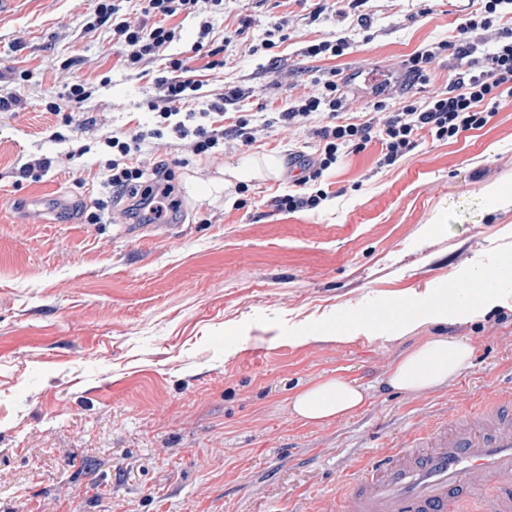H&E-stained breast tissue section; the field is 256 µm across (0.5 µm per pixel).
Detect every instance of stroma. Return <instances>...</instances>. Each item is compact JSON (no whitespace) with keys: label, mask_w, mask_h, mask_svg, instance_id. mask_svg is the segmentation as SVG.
<instances>
[{"label":"stroma","mask_w":512,"mask_h":512,"mask_svg":"<svg viewBox=\"0 0 512 512\" xmlns=\"http://www.w3.org/2000/svg\"><path fill=\"white\" fill-rule=\"evenodd\" d=\"M478 3L224 0L215 27H247L258 51L229 45L223 71L204 74L207 99L240 89L261 133L213 156L165 143L146 156L196 201L162 236L117 210L92 224L84 210L107 173L100 139L150 122L157 64L128 68L107 27L86 32L95 0L0 5V96L20 100L0 112V512H320L375 444L512 392V282L481 317L335 339L350 311L381 329L379 310L475 291L512 257V106L458 138L423 137L391 167L376 143L344 155L312 211L276 202L315 149L312 127L264 125L334 70L349 78L352 111H370L357 72L397 71L420 45L454 37ZM282 17L284 40L262 49ZM339 36L346 54H308ZM80 80L94 89L77 109L66 86ZM40 156L49 169L23 177ZM267 156L274 170L226 182L225 167ZM491 185L508 190L492 206ZM428 336L466 342L471 363L435 389L387 387L392 363ZM336 375L366 387L365 404L302 424L294 396Z\"/></svg>","instance_id":"1"}]
</instances>
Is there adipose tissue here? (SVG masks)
<instances>
[{
  "label": "adipose tissue",
  "mask_w": 512,
  "mask_h": 512,
  "mask_svg": "<svg viewBox=\"0 0 512 512\" xmlns=\"http://www.w3.org/2000/svg\"><path fill=\"white\" fill-rule=\"evenodd\" d=\"M501 303L498 289L483 288L455 305L447 300L425 301L400 317L391 327L393 333L412 329L416 323H442L464 317L485 315ZM470 346L457 339L428 337L395 362L386 383L395 390L418 392L432 389L456 377L469 364ZM366 399L363 387L340 377H329L298 392L293 401L294 414L304 423L330 422L353 414Z\"/></svg>",
  "instance_id": "obj_1"
}]
</instances>
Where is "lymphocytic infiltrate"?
<instances>
[{"instance_id": "1", "label": "lymphocytic infiltrate", "mask_w": 512, "mask_h": 512, "mask_svg": "<svg viewBox=\"0 0 512 512\" xmlns=\"http://www.w3.org/2000/svg\"><path fill=\"white\" fill-rule=\"evenodd\" d=\"M223 0H128L127 5L114 0H98L96 18L88 23L87 32L111 25L112 36L127 48V61L164 60L165 74L157 83L160 94L149 104L155 117L151 128L143 126L121 134L106 135L103 144L112 155L102 189L108 206H122L128 219L137 224H152L164 209H177L172 194L174 176L170 169L157 166L145 171L139 164L150 154L164 133H171L182 150L195 155L212 154L233 136L242 145L256 142L258 130L244 116L227 117L226 113L200 108L204 83L196 79L190 58L168 54V47L181 38L179 27L170 23L180 14L199 20L196 49L205 53L207 70L223 69V45L246 44L245 29L224 37L222 46H213L214 25L211 21ZM156 17L153 27L137 23L135 14ZM512 23V0H483L479 10L461 24L459 33L448 41H439L416 50L403 62L406 75L414 81L425 80L436 58L453 56L459 66L455 81L434 92L426 100H410L394 112H368L353 115L347 96L339 90L336 72H327L318 80V91L289 102L279 114L285 124L303 127L317 123L319 143L308 159L309 180L322 177L336 165L341 153L363 150L371 142L381 145L380 166L395 165L413 152L422 136L444 141L461 133L484 127L500 106L512 101V26L496 33L487 49H478L472 33L491 30L495 22Z\"/></svg>"}]
</instances>
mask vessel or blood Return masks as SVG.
Here are the masks:
<instances>
[{"label": "vessel or blood", "instance_id": "b4317fda", "mask_svg": "<svg viewBox=\"0 0 512 512\" xmlns=\"http://www.w3.org/2000/svg\"><path fill=\"white\" fill-rule=\"evenodd\" d=\"M468 426L437 424L348 473L336 512H460L468 493L512 512V403L488 398Z\"/></svg>", "mask_w": 512, "mask_h": 512}]
</instances>
